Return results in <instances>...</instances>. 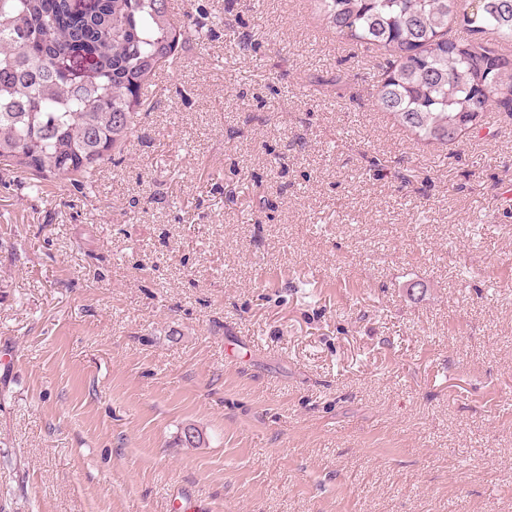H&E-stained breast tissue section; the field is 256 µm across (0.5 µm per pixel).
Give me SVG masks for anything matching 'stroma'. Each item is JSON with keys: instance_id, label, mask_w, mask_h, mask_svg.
Instances as JSON below:
<instances>
[{"instance_id": "35a3bbf8", "label": "stroma", "mask_w": 512, "mask_h": 512, "mask_svg": "<svg viewBox=\"0 0 512 512\" xmlns=\"http://www.w3.org/2000/svg\"><path fill=\"white\" fill-rule=\"evenodd\" d=\"M174 2L93 194L0 186L6 512H512V124L415 143L314 0Z\"/></svg>"}]
</instances>
